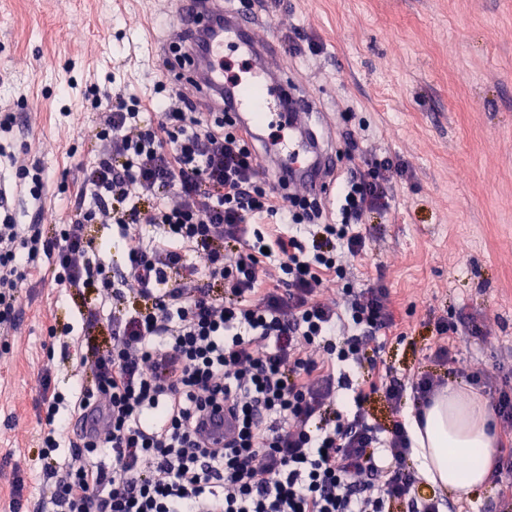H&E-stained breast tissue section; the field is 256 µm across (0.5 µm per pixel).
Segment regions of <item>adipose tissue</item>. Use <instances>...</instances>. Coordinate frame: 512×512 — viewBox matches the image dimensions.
I'll return each instance as SVG.
<instances>
[{"instance_id": "adipose-tissue-1", "label": "adipose tissue", "mask_w": 512, "mask_h": 512, "mask_svg": "<svg viewBox=\"0 0 512 512\" xmlns=\"http://www.w3.org/2000/svg\"><path fill=\"white\" fill-rule=\"evenodd\" d=\"M407 433L427 486L462 495L489 480L495 434L487 403L472 388L448 386L410 416Z\"/></svg>"}]
</instances>
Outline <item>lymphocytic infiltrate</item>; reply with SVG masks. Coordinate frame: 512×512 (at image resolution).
<instances>
[{
    "label": "lymphocytic infiltrate",
    "instance_id": "1",
    "mask_svg": "<svg viewBox=\"0 0 512 512\" xmlns=\"http://www.w3.org/2000/svg\"><path fill=\"white\" fill-rule=\"evenodd\" d=\"M93 106L95 155L68 224L50 235L17 223L0 188V333L17 326L19 289L46 262L65 287L127 290L150 305L113 309L111 351L78 361L90 386L70 397L43 388L41 470L53 491L36 512H390L395 502L442 512L441 499L417 494L405 424L380 430L364 404L379 392L424 406L444 377L372 375L357 387L350 376L396 325L386 289L342 279L366 248V215L391 207L379 169L399 166L369 161L339 183L338 219L325 224L316 199L270 182L226 113L197 111L173 91H118ZM89 224L118 227L119 278ZM217 283L223 295L211 293ZM219 406L238 428L211 448L197 427ZM70 419L89 426L67 437Z\"/></svg>",
    "mask_w": 512,
    "mask_h": 512
}]
</instances>
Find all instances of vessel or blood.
I'll list each match as a JSON object with an SVG mask.
<instances>
[{
    "instance_id": "obj_1",
    "label": "vessel or blood",
    "mask_w": 512,
    "mask_h": 512,
    "mask_svg": "<svg viewBox=\"0 0 512 512\" xmlns=\"http://www.w3.org/2000/svg\"><path fill=\"white\" fill-rule=\"evenodd\" d=\"M171 17L178 32L168 63L171 78L189 80L206 99L225 100L239 125L254 129L260 122L279 120L288 135L270 144L269 151L278 158L280 170L291 172L309 192L324 193L331 161L323 151L312 149L306 130L307 102L292 91L288 80L280 79L274 85L259 79L229 88L224 85L225 46L254 56L272 54L270 45L253 36L258 16L225 13L217 0H173ZM233 430V419L221 411L207 426L209 436L219 443Z\"/></svg>"
}]
</instances>
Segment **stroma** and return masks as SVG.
I'll return each mask as SVG.
<instances>
[{
    "label": "stroma",
    "mask_w": 512,
    "mask_h": 512,
    "mask_svg": "<svg viewBox=\"0 0 512 512\" xmlns=\"http://www.w3.org/2000/svg\"><path fill=\"white\" fill-rule=\"evenodd\" d=\"M253 6L270 20L256 38H274L297 94L334 133L328 185L367 154L404 169L390 211L367 217V247L348 263L354 287L383 284L405 314L403 337L372 344L380 371L429 369L444 316L487 328L459 340L457 383L477 368L512 374V0H241ZM172 36L166 0H0V108L18 117L0 144L39 160L49 182L37 204L12 181L19 223L66 222L94 156L86 90L154 94L169 82ZM353 136L362 154H347ZM20 301L17 329L0 338V512L13 476L25 481L26 512L50 493L35 468L43 375L73 394L91 383L81 345L112 346L105 325L87 322L103 308L99 289L58 285L46 269Z\"/></svg>",
    "instance_id": "obj_1"
}]
</instances>
